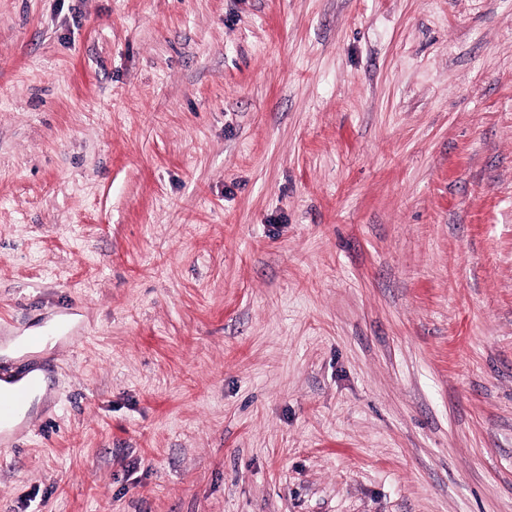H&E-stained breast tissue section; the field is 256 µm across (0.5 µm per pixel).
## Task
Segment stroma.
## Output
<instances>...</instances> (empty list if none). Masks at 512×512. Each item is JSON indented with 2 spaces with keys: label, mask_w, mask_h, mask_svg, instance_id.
I'll list each match as a JSON object with an SVG mask.
<instances>
[{
  "label": "stroma",
  "mask_w": 512,
  "mask_h": 512,
  "mask_svg": "<svg viewBox=\"0 0 512 512\" xmlns=\"http://www.w3.org/2000/svg\"><path fill=\"white\" fill-rule=\"evenodd\" d=\"M0 512H512V0H0ZM32 336H22L16 340L8 339L5 344V349L2 350V354L10 358H18L22 356H34L46 354L55 344L56 336H39V344L36 347H28L24 344V341L31 338ZM29 346L36 345L35 339H29L27 341ZM30 376H32L33 378H36L39 381V387L30 394L27 404H26V407L22 414L24 416L18 421V424H20L22 422V420L25 418V416L31 410H33L34 408H37V406L40 404L41 399L46 392V387H47L46 374L42 369L34 368L31 371H29L25 377H22L21 379H19L16 382L5 381V382H1V384H0L1 389L17 387V386L24 384V382ZM27 389L17 388L11 393L0 394V432L18 416L25 404Z\"/></svg>",
  "instance_id": "35a3bbf8"
}]
</instances>
